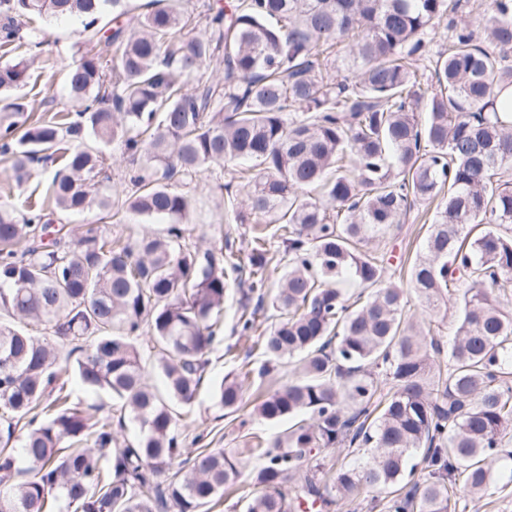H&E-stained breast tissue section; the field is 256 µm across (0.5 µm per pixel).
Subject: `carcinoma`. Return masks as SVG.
Masks as SVG:
<instances>
[{"instance_id": "1", "label": "carcinoma", "mask_w": 512, "mask_h": 512, "mask_svg": "<svg viewBox=\"0 0 512 512\" xmlns=\"http://www.w3.org/2000/svg\"><path fill=\"white\" fill-rule=\"evenodd\" d=\"M122 2L0 0L5 45L41 44L33 22L44 15L80 17L101 43L67 72L82 105L73 121L23 119L26 104L9 94L28 83L30 61L0 65V154L15 181L59 158L56 208L104 220L101 146L117 142L135 164L121 207L138 224L168 219L164 233L122 244L92 226L66 241L32 199L21 217L0 208V512H207L235 483L240 453L187 448L180 421L192 420L223 340L229 288L264 298L275 238L276 322L255 350L261 373L297 357L300 376L257 406L290 425L250 449L264 462L244 512L357 508L374 488L386 490L384 512H467L501 490L512 465L502 447L512 307L500 295L512 274V101L495 103L512 86V0H490L476 25L461 0H240L197 15L175 3L135 15ZM450 14L451 46L434 54ZM212 61L222 80L187 88ZM240 161L253 172L237 216L263 225L245 264L186 241L196 199L180 190ZM437 198L422 252L398 279L374 242ZM346 276L365 299L336 287ZM411 292L429 320L407 316ZM450 307L444 364L431 319ZM70 367L112 396L136 441L118 446L110 420L71 400ZM217 398L238 411L240 375H226ZM343 447L360 460L321 470ZM459 480L470 498L456 496Z\"/></svg>"}]
</instances>
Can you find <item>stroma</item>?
<instances>
[{
    "instance_id": "stroma-1",
    "label": "stroma",
    "mask_w": 512,
    "mask_h": 512,
    "mask_svg": "<svg viewBox=\"0 0 512 512\" xmlns=\"http://www.w3.org/2000/svg\"><path fill=\"white\" fill-rule=\"evenodd\" d=\"M39 27L45 33V41L39 47L28 50L33 61L31 83L22 87L18 95L27 105L30 120H47L55 114L76 113L79 108L65 89L68 66L74 57L93 50L90 32L76 18L45 16L39 19ZM48 176L42 168H35L31 178L19 184L12 178L8 164L0 159V207L21 208L27 196L44 200L46 211L52 212L55 223L66 225L73 233H80L86 225L98 224L103 235L127 238L132 223L129 215L119 213L113 218L99 220L96 211L81 216H69L55 211L50 203ZM190 191L198 200V211L190 227L191 240L201 247H220L225 254L245 258L255 232L254 225L239 223L236 212L245 198L243 182L231 180L222 171H214L204 177ZM434 208L418 207L411 211L404 224L392 229L383 238V250L395 260L414 259L434 217ZM256 295L230 289L224 299V342L209 354L210 364L192 406L198 432L203 433V444L209 448L242 450L251 447L254 435L270 439L280 431L277 423L267 422L254 415L256 396L261 391H272L286 384L297 375L296 360L278 366L266 376H259L263 363L257 352L251 351L250 340L241 335L240 317L243 311L257 313L258 331L271 329L274 320L271 308H258ZM249 367L251 375L244 381V401L237 413H226L213 398L216 383L229 373Z\"/></svg>"
}]
</instances>
